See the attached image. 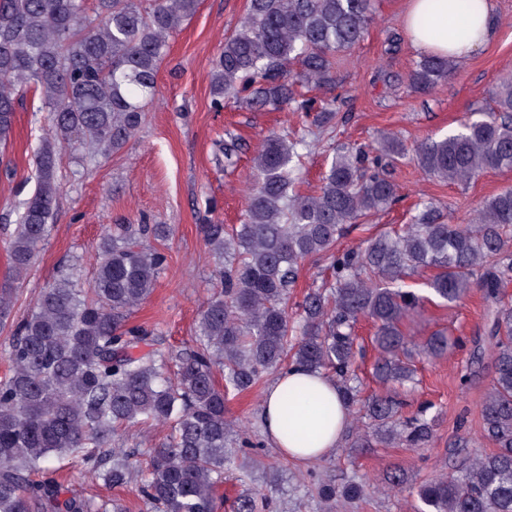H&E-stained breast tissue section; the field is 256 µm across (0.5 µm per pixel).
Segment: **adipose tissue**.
I'll return each mask as SVG.
<instances>
[{"label": "adipose tissue", "mask_w": 512, "mask_h": 512, "mask_svg": "<svg viewBox=\"0 0 512 512\" xmlns=\"http://www.w3.org/2000/svg\"><path fill=\"white\" fill-rule=\"evenodd\" d=\"M432 25H419L422 17ZM497 17L493 0H406L403 24L422 54L463 62L493 37ZM265 436L286 458L308 461L340 447L349 414L335 378L302 368L279 373L261 402Z\"/></svg>", "instance_id": "ef3b65f1"}]
</instances>
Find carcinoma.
Instances as JSON below:
<instances>
[{
  "mask_svg": "<svg viewBox=\"0 0 512 512\" xmlns=\"http://www.w3.org/2000/svg\"><path fill=\"white\" fill-rule=\"evenodd\" d=\"M0 0V150L12 143L24 94H40L51 133L33 150L37 186L20 203L8 240L11 273L0 283V327H13L11 374L0 382V512H127L120 498L96 501L62 495L50 463L76 455L91 478L108 486L135 484L146 512H218L224 466L253 441L226 418L224 393L255 387L264 374L292 365L332 374L353 412L359 387L351 372L355 327L375 326L373 375L383 390L363 401L368 423L351 421L352 448H425L438 414L423 404L402 414L400 390L415 384L411 337L401 329L420 305L405 279L434 268L427 286L442 303L461 302L474 287L487 303L485 343L491 375L481 404L489 453L457 473L416 488L411 512H512V303L501 295L512 279V186L501 189L467 224L446 221L422 203L412 223L366 239L363 248L333 252L356 221L388 209L397 187L388 169L409 158L428 176L465 185L485 170H512V74L500 78L478 118L442 139L410 150L395 135L376 151L339 143L319 190L295 191L304 136L271 133L253 157L255 185L241 224L201 231L216 260L220 291L201 311L195 345L164 347V338L127 326L130 312L152 294L165 255L144 244L164 239L169 224H114L101 235L87 290L73 268L60 271L30 314L14 315V294L36 260L56 211L63 148L93 159L117 152L135 136L144 102L169 37L193 15L198 0ZM374 0H247L240 26L213 64L212 106L235 100L251 111L309 112L298 92L336 86L334 57L360 43ZM454 72L452 60L422 57L410 87L429 92ZM329 261L331 280L310 290L294 321L288 300L301 263ZM461 341L444 333L418 352L440 359ZM224 371V387L213 370ZM147 422L171 434L147 464L114 446L118 430ZM326 504L356 491L320 484ZM266 498L246 493L235 512H264Z\"/></svg>",
  "mask_w": 512,
  "mask_h": 512,
  "instance_id": "cac0c4a2",
  "label": "carcinoma"
}]
</instances>
